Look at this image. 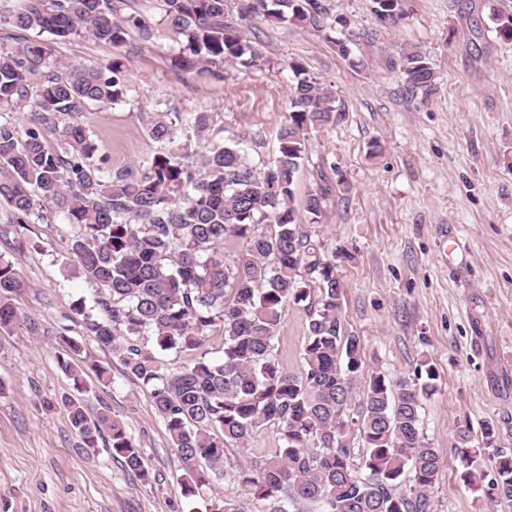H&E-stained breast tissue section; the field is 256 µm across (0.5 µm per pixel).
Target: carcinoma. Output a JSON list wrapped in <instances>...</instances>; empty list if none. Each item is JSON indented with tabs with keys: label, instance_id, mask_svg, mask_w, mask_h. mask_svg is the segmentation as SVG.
<instances>
[{
	"label": "carcinoma",
	"instance_id": "cac0c4a2",
	"mask_svg": "<svg viewBox=\"0 0 512 512\" xmlns=\"http://www.w3.org/2000/svg\"><path fill=\"white\" fill-rule=\"evenodd\" d=\"M156 21L132 0H0V26L88 36L122 47L133 33L144 39L170 29L185 39L180 68L221 60L247 63L256 51L224 21L226 0H158ZM388 25L400 0H373ZM247 14L319 29L322 0H247ZM411 90L433 85L435 72L415 48L401 53ZM288 122L277 133L278 156L257 173L242 144L207 139L206 112L156 111L144 116L160 150L135 171L107 173L88 128L62 123L73 112L127 99L129 76L121 58L66 67L58 76L43 41L0 43V106L25 105L24 123H0V199L12 223L44 222L40 199H52L69 224L70 269L96 288V311L70 306L83 335L118 352L126 374L149 392L181 463L180 494L201 499L205 512H248L245 502L217 492L229 448L244 449L260 429L276 433L279 448L233 475L245 493L270 502V512H430L429 492L441 460L420 425V400L435 387L426 380L364 376L363 345L340 313V273L317 231L330 187L296 204L295 174L306 154V132L336 118V96L300 63L290 65ZM41 79L34 84L33 76ZM243 248L233 257L224 242ZM29 283L0 259V328L16 322L12 303ZM306 311V341L298 370L275 354L282 313ZM222 326L224 353L203 348ZM197 352L177 371L162 369L158 352ZM81 346L64 340L60 369L80 381ZM365 378L358 418L350 416L357 382ZM63 408L83 448L108 437L112 457L140 478L147 461L123 422L104 411L91 416L83 399ZM357 426L360 464L348 440ZM466 476L475 477L470 436L459 433ZM498 498L512 503V455L498 452Z\"/></svg>",
	"mask_w": 512,
	"mask_h": 512
}]
</instances>
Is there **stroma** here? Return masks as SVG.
I'll return each instance as SVG.
<instances>
[{"label": "stroma", "mask_w": 512, "mask_h": 512, "mask_svg": "<svg viewBox=\"0 0 512 512\" xmlns=\"http://www.w3.org/2000/svg\"><path fill=\"white\" fill-rule=\"evenodd\" d=\"M323 4L327 25L316 31L242 16L241 0H228V21L259 51L246 66L179 69L180 40L164 29L118 50L89 37L51 39L48 56L62 66L124 61L127 101L68 118L93 132L112 172L156 152L143 115L159 109L210 113V139L246 141L248 164L263 171L288 120L291 63L332 85L340 116L309 131L294 190L301 200L321 178L333 186L318 231L337 254L340 315L363 342L366 370L410 378L427 362L439 374L420 408L442 461L430 512H512L493 488L496 450L512 453V41L497 36L492 19L512 14V0H401L390 26L372 0ZM340 41L351 59L339 55ZM405 47L429 58L431 88L407 91L402 66L388 67ZM41 209L47 223L13 233L0 205V257L29 283L13 300L18 322L0 330V512H201L202 501L179 493L182 465L146 391L118 354L70 320V305L93 307L96 292L68 272L73 226L52 202ZM63 336L108 368V386L89 374L75 389L56 360ZM306 336L303 308L285 307L276 341L284 366H300ZM76 395L90 413L107 409L124 422L150 481L106 446L81 447L62 406ZM487 423L496 432L491 450L482 446ZM462 432L482 451L470 484L458 457ZM277 446L265 429L248 449L228 450L219 493L241 498L232 472Z\"/></svg>", "instance_id": "stroma-1"}]
</instances>
